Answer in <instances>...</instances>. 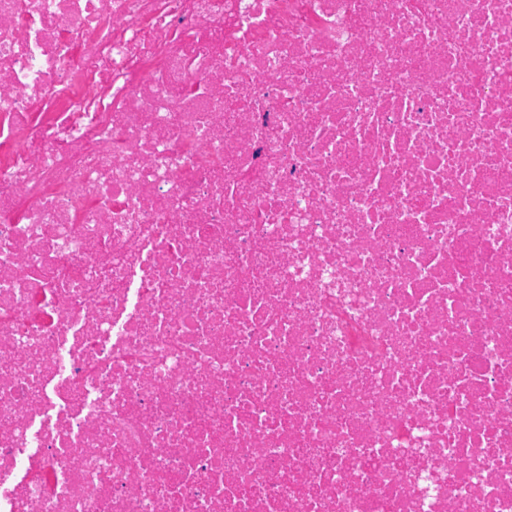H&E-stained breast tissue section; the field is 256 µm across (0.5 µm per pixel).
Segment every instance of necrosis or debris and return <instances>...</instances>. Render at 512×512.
I'll use <instances>...</instances> for the list:
<instances>
[{
    "mask_svg": "<svg viewBox=\"0 0 512 512\" xmlns=\"http://www.w3.org/2000/svg\"><path fill=\"white\" fill-rule=\"evenodd\" d=\"M0 512H512V0H0Z\"/></svg>",
    "mask_w": 512,
    "mask_h": 512,
    "instance_id": "1",
    "label": "necrosis or debris"
}]
</instances>
